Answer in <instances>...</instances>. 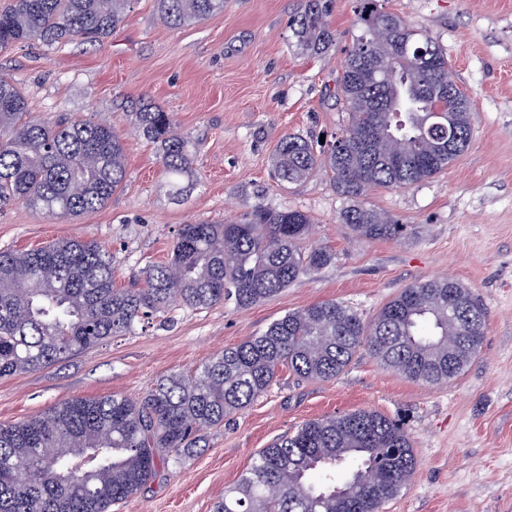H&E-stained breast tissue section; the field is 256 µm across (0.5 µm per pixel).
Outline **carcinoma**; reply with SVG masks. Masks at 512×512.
Segmentation results:
<instances>
[{
	"instance_id": "obj_1",
	"label": "carcinoma",
	"mask_w": 512,
	"mask_h": 512,
	"mask_svg": "<svg viewBox=\"0 0 512 512\" xmlns=\"http://www.w3.org/2000/svg\"><path fill=\"white\" fill-rule=\"evenodd\" d=\"M133 0H11L0 11V50L96 43L123 22ZM171 25L224 10V0H156ZM330 0H299L289 21L296 46L318 54L335 41ZM351 47L337 80L350 114L328 149L284 135L274 173L282 185L321 168L351 201L341 222L361 239L407 232L360 198L375 186L409 188L447 169L472 139L470 101L448 88V57L426 34L377 0H359ZM133 128L160 150L172 193L194 151L174 113L143 104ZM372 144L362 145L365 129ZM127 175L123 135L104 121L46 123L30 117L19 84L0 76V211L24 204L48 218L77 217L108 203ZM311 219L260 203L224 223L184 224L168 261L135 288L115 283L112 254L60 239L0 251V380L49 367L110 336L134 332L176 306L250 307L327 265L303 246ZM486 311L471 288L445 278L402 289L366 323L328 300L289 312L258 336L226 347L190 375L174 374L139 398H76L16 424H0V512H109L161 470L205 446L207 431L247 408L286 367L303 380L338 377L360 348L409 380L441 385L481 351ZM72 449L64 456L60 449ZM410 435L380 413L355 410L304 422L259 450L213 512H382L415 472Z\"/></svg>"
}]
</instances>
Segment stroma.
Returning <instances> with one entry per match:
<instances>
[{"mask_svg":"<svg viewBox=\"0 0 512 512\" xmlns=\"http://www.w3.org/2000/svg\"><path fill=\"white\" fill-rule=\"evenodd\" d=\"M379 2L439 45L471 99L473 136L456 162L411 188L375 187L364 196L367 207L409 226L398 240H364L342 224L349 201L326 171L287 189L273 176L284 135L331 142L348 123L336 80L357 0H332L335 41L312 57L288 28L298 0H224L223 11L181 27L168 24L154 0H135L102 43L49 49L31 41L0 52V73L19 83L33 117L109 122L124 135L127 162L123 184L99 211L66 221L21 204L0 212V250L93 240L111 251L118 287H128L145 267L169 259L181 225L220 223L260 203L307 213L311 244L332 254L257 305L177 308L170 327L145 323L0 380V424L73 398L140 397L160 378L195 371L286 313L325 300L369 322L403 288L449 276L487 311L480 355L443 385L408 380L364 348L329 381L299 382L280 368L230 425L209 431L206 448L112 512H213L255 452L303 422L357 409L402 420L418 460L382 512H512V0ZM142 102L174 113L196 149L181 194L164 184L157 147L132 129Z\"/></svg>","mask_w":512,"mask_h":512,"instance_id":"1","label":"stroma"}]
</instances>
